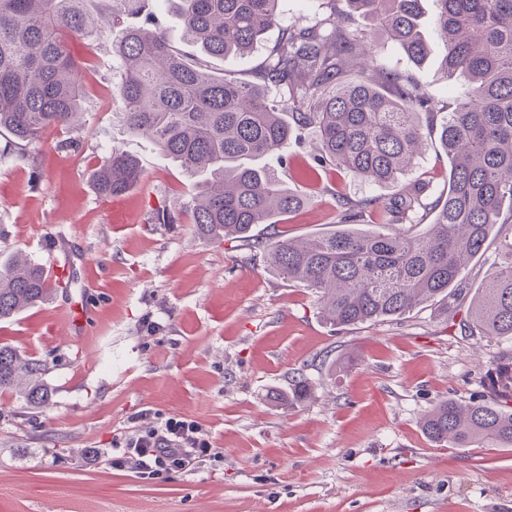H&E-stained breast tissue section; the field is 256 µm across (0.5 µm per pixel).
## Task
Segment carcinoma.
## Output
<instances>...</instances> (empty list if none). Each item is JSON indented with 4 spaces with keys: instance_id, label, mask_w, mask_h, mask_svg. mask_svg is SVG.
<instances>
[{
    "instance_id": "carcinoma-1",
    "label": "carcinoma",
    "mask_w": 512,
    "mask_h": 512,
    "mask_svg": "<svg viewBox=\"0 0 512 512\" xmlns=\"http://www.w3.org/2000/svg\"><path fill=\"white\" fill-rule=\"evenodd\" d=\"M85 0H0V133L17 157L43 142L49 127L79 126L85 97L83 67L68 45L89 33L94 18ZM112 32V56L121 64L117 95L132 135L152 139L194 179L188 202L195 232L222 243L236 240L262 254L283 279L312 291L324 320L347 328L403 316L451 296L469 262L484 253L492 231L508 223L512 203V0H433V25L443 32L448 79L472 88L443 117L440 141L448 153L446 191L431 198L430 182H404L414 155L437 120L438 106L411 75L377 63L373 47L398 46L415 62L429 45L421 0H326L321 15L282 30L255 74L242 81L215 76L193 54L175 48L152 0H99ZM183 39L206 56L243 55L280 21V0H171ZM370 27L349 29L354 17ZM282 91L271 96L270 89ZM315 129L320 169L351 172L396 191L380 199L336 194L342 228L303 240L277 232L252 235L304 198L260 164L292 137ZM138 161L112 148L93 174L104 197L141 181ZM376 229L348 228L371 216ZM424 226L411 235L401 226ZM46 268L21 252L0 255V321L48 300ZM464 331L512 342V241L502 244ZM42 364L0 345V390ZM491 401L441 400L421 428L450 448L512 447V351L490 364ZM313 393L302 373L273 401L292 406Z\"/></svg>"
}]
</instances>
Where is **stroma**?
<instances>
[{
    "label": "stroma",
    "instance_id": "1",
    "mask_svg": "<svg viewBox=\"0 0 512 512\" xmlns=\"http://www.w3.org/2000/svg\"><path fill=\"white\" fill-rule=\"evenodd\" d=\"M323 0H281L279 26L252 53L209 59L212 72L250 79L283 27L304 23ZM435 54L408 61L389 43L380 63L413 74L450 112L469 83L448 81ZM89 63L78 131L47 130L6 153L0 136V252L22 250L48 263L57 237L88 265L45 304L0 323L9 344L44 366L47 404L0 392V512H512V448H449L429 441L421 420L445 399H488L483 378L504 344L461 329L503 238V227L466 268L448 311L421 307L374 324L337 331L315 295L279 277L263 257L194 233L184 208L193 182L150 138L129 134L114 96L120 64L111 33L84 37ZM134 156L143 177L105 198L91 176L112 148ZM320 144L301 132L270 167L306 198L281 219L291 237L336 224V195L386 198L390 185L352 175L301 179ZM448 156L437 137L409 169L441 193ZM166 205L175 224H151ZM80 313L83 335L60 334L61 313ZM314 399L276 405L293 371ZM196 421L218 457L191 474L141 479L88 464L111 447L136 413Z\"/></svg>",
    "mask_w": 512,
    "mask_h": 512
}]
</instances>
